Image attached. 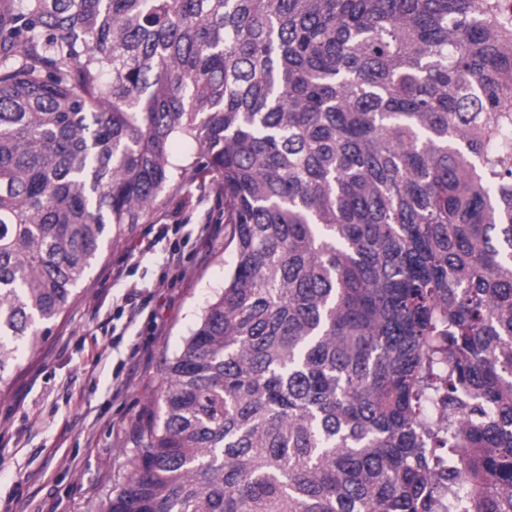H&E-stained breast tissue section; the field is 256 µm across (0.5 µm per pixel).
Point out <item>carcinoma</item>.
<instances>
[{"mask_svg":"<svg viewBox=\"0 0 512 512\" xmlns=\"http://www.w3.org/2000/svg\"><path fill=\"white\" fill-rule=\"evenodd\" d=\"M188 170L234 265L107 512H512V0H0V393Z\"/></svg>","mask_w":512,"mask_h":512,"instance_id":"cac0c4a2","label":"carcinoma"}]
</instances>
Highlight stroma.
Returning <instances> with one entry per match:
<instances>
[{
    "mask_svg": "<svg viewBox=\"0 0 512 512\" xmlns=\"http://www.w3.org/2000/svg\"><path fill=\"white\" fill-rule=\"evenodd\" d=\"M228 230L223 196L198 181L105 250L0 394V512H106L157 408L166 362L234 262ZM133 286L144 310L125 300Z\"/></svg>",
    "mask_w": 512,
    "mask_h": 512,
    "instance_id": "35a3bbf8",
    "label": "stroma"
}]
</instances>
